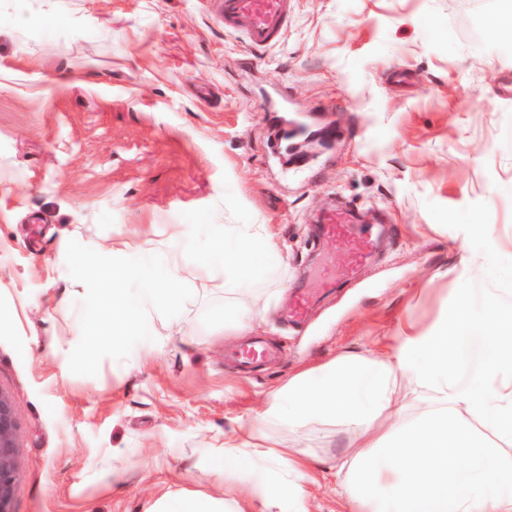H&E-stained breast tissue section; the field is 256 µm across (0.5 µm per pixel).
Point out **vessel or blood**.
Returning <instances> with one entry per match:
<instances>
[{
	"instance_id": "b4317fda",
	"label": "vessel or blood",
	"mask_w": 512,
	"mask_h": 512,
	"mask_svg": "<svg viewBox=\"0 0 512 512\" xmlns=\"http://www.w3.org/2000/svg\"><path fill=\"white\" fill-rule=\"evenodd\" d=\"M214 11L225 31L240 36L256 52L275 46L284 37L291 20L293 0H213ZM291 102L287 88H278L268 110V124L273 132L272 155L281 165L301 168L309 163L293 130L289 129L286 112ZM324 243L331 250L346 245L354 235H361L366 245H373L374 235L369 227L359 226L351 210L327 212L319 220ZM267 349L259 339L244 343L236 353L240 367L249 369L261 363Z\"/></svg>"
}]
</instances>
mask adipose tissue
<instances>
[{"mask_svg":"<svg viewBox=\"0 0 512 512\" xmlns=\"http://www.w3.org/2000/svg\"><path fill=\"white\" fill-rule=\"evenodd\" d=\"M402 378L428 409L409 428L376 432ZM318 418L352 435L337 460L349 512H512V457L481 434L512 441V305L492 298L477 314L469 289H460L432 333L392 336L382 348L305 369L271 394L261 416L291 431ZM245 462L287 469L275 493L295 496L303 477L296 449L242 430L225 440L223 465Z\"/></svg>","mask_w":512,"mask_h":512,"instance_id":"ef3b65f1","label":"adipose tissue"}]
</instances>
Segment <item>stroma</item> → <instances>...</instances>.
I'll return each mask as SVG.
<instances>
[{"label":"stroma","mask_w":512,"mask_h":512,"mask_svg":"<svg viewBox=\"0 0 512 512\" xmlns=\"http://www.w3.org/2000/svg\"><path fill=\"white\" fill-rule=\"evenodd\" d=\"M512 0H296L282 41L253 53L210 0H0V392L17 422L21 478L11 512H154L167 495L237 499L250 466L217 467L214 438L243 427L309 465L303 493L267 512H346L336 460L350 437L328 420L297 432L257 425L292 375L401 332H426L457 289L512 302V41L492 16ZM287 86L290 120L317 138L308 170L267 153L264 93ZM232 189L288 258L262 283L191 281L170 335L77 376L84 287L70 240L96 251L183 255L167 227L222 206ZM380 225L370 260L307 320L288 305L343 257L312 248L331 205ZM255 303L243 332L224 308ZM274 355L241 370L247 336Z\"/></svg>","instance_id":"obj_1"}]
</instances>
